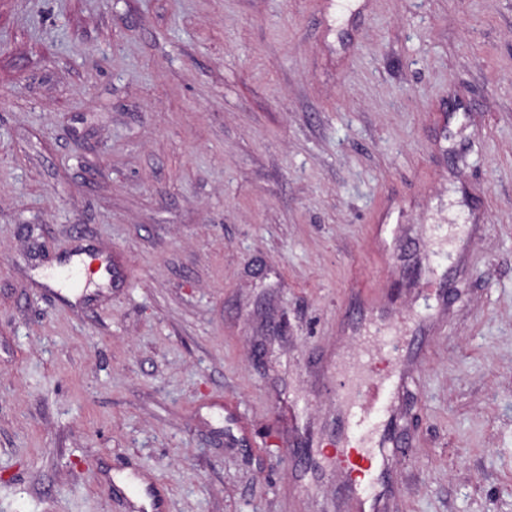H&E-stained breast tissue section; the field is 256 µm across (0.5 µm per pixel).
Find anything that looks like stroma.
<instances>
[{
  "label": "stroma",
  "mask_w": 512,
  "mask_h": 512,
  "mask_svg": "<svg viewBox=\"0 0 512 512\" xmlns=\"http://www.w3.org/2000/svg\"><path fill=\"white\" fill-rule=\"evenodd\" d=\"M421 286L398 512H512V0H0V512H342Z\"/></svg>",
  "instance_id": "1"
}]
</instances>
